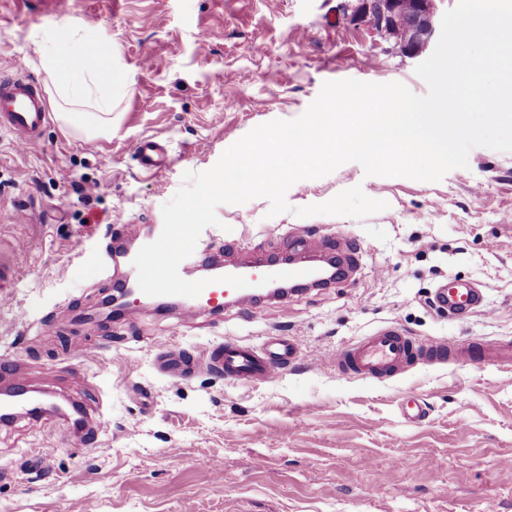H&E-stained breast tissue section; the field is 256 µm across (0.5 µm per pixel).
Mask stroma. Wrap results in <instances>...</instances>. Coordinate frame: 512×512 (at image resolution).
Wrapping results in <instances>:
<instances>
[{"mask_svg":"<svg viewBox=\"0 0 512 512\" xmlns=\"http://www.w3.org/2000/svg\"><path fill=\"white\" fill-rule=\"evenodd\" d=\"M337 3L71 0L61 15L47 0H0V75L38 83L53 113L27 148L0 132V240L21 245L0 304V359L108 425L73 444L72 421L51 413L0 424V512H512V368L418 363L374 382L330 363L386 325L418 341L512 337V152L474 148L438 182L348 162L293 184L288 212L269 216L264 198L222 204L219 225L203 231L212 258L238 263L308 251L314 236L346 240L359 269L331 287L217 319L136 305L114 321L98 315L114 284L106 247L162 223L184 172L211 169L258 125L297 118L327 81L427 93L416 60L338 22ZM64 25L109 42L128 76L111 132L91 143L60 119L39 64ZM144 136L169 141L162 172L140 167ZM79 183L93 186L90 200ZM357 185L387 209L362 220L294 213ZM454 278L483 288L485 311L432 304ZM281 334L302 350L270 384L205 369L176 381L156 367L173 348L196 360L227 338L258 347ZM409 397L420 422L401 413Z\"/></svg>","mask_w":512,"mask_h":512,"instance_id":"1","label":"stroma"}]
</instances>
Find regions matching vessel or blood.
<instances>
[{
    "instance_id": "b4317fda",
    "label": "vessel or blood",
    "mask_w": 512,
    "mask_h": 512,
    "mask_svg": "<svg viewBox=\"0 0 512 512\" xmlns=\"http://www.w3.org/2000/svg\"><path fill=\"white\" fill-rule=\"evenodd\" d=\"M49 115L37 84L22 77L0 78V130L13 134L20 146H28L40 138ZM135 155L142 169L157 172L166 163L168 146L154 137H144L137 142ZM134 257L131 251L113 252L111 264L118 288L136 285ZM264 267L267 278L278 282H305L312 276L310 266L276 257L267 259ZM248 280L249 287L242 289L219 282L207 285L197 297L189 299L186 316L218 314L231 302L245 307L252 305L256 299L257 274H250ZM434 301L439 308L464 314L480 311L485 306L483 292L472 283L459 280L436 288ZM299 352L300 346L293 339L270 336L258 348L228 339L202 360H189L168 351L160 353L157 361L162 373L176 379H186L205 368L221 372L225 380L233 383L258 385L277 380ZM415 362L508 367L512 365V340L488 342L472 337L462 342L416 341L397 327L385 326L337 352L335 359L338 373L371 380L392 378Z\"/></svg>"
}]
</instances>
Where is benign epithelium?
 Wrapping results in <instances>:
<instances>
[{"instance_id": "1", "label": "benign epithelium", "mask_w": 512, "mask_h": 512, "mask_svg": "<svg viewBox=\"0 0 512 512\" xmlns=\"http://www.w3.org/2000/svg\"><path fill=\"white\" fill-rule=\"evenodd\" d=\"M437 0H339L337 15L345 23L366 26L376 45L385 52L416 58L435 40L439 31ZM407 16L403 37L392 35V23L399 12Z\"/></svg>"}]
</instances>
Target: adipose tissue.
Here are the masks:
<instances>
[{"instance_id": "1", "label": "adipose tissue", "mask_w": 512, "mask_h": 512, "mask_svg": "<svg viewBox=\"0 0 512 512\" xmlns=\"http://www.w3.org/2000/svg\"><path fill=\"white\" fill-rule=\"evenodd\" d=\"M87 39L66 31L63 44L43 50L41 66L64 105L65 123L94 140L112 125V90L127 86L124 71L114 67L111 54L90 55Z\"/></svg>"}]
</instances>
